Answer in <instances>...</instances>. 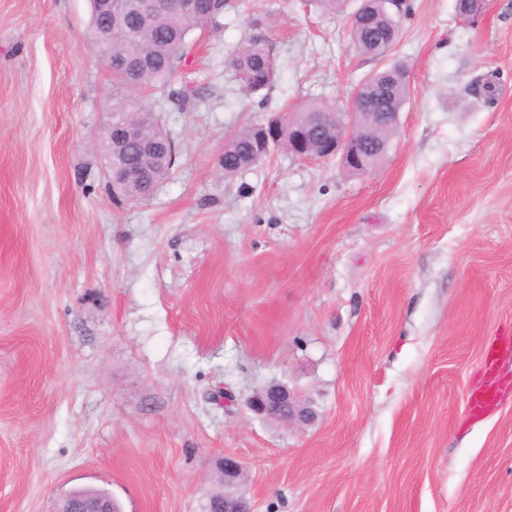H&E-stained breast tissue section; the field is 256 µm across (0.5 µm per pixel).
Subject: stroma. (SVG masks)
<instances>
[{
	"instance_id": "1",
	"label": "stroma",
	"mask_w": 512,
	"mask_h": 512,
	"mask_svg": "<svg viewBox=\"0 0 512 512\" xmlns=\"http://www.w3.org/2000/svg\"><path fill=\"white\" fill-rule=\"evenodd\" d=\"M190 36L192 112L147 200L114 195L97 135L112 75L89 0H0V512L75 488L123 512H206L218 460L254 512H512V0H410L382 57L317 0H236ZM261 37L267 97L225 63ZM404 63L383 162L275 150L225 177L224 140ZM497 86L494 100L475 94ZM287 385L314 424L248 399Z\"/></svg>"
}]
</instances>
